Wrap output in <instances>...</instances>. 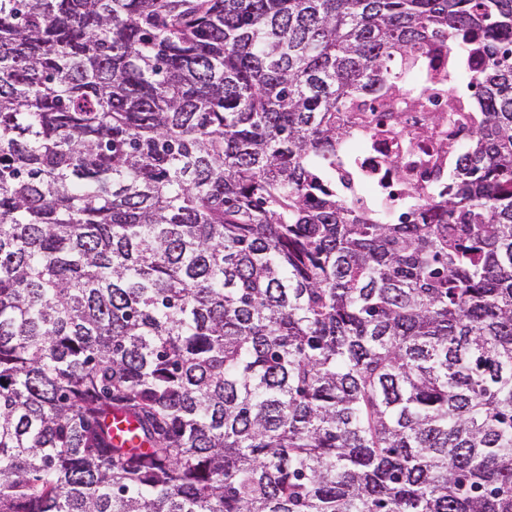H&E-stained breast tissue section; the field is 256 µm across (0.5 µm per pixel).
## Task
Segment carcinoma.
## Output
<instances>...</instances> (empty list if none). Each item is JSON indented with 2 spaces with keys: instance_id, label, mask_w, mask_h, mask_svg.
I'll return each mask as SVG.
<instances>
[{
  "instance_id": "1",
  "label": "carcinoma",
  "mask_w": 512,
  "mask_h": 512,
  "mask_svg": "<svg viewBox=\"0 0 512 512\" xmlns=\"http://www.w3.org/2000/svg\"><path fill=\"white\" fill-rule=\"evenodd\" d=\"M434 40L466 172L357 211ZM0 512H512V0H0Z\"/></svg>"
}]
</instances>
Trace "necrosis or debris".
<instances>
[{"mask_svg":"<svg viewBox=\"0 0 512 512\" xmlns=\"http://www.w3.org/2000/svg\"><path fill=\"white\" fill-rule=\"evenodd\" d=\"M428 105L404 112L399 122H391L379 112L380 97L363 91L359 98L374 106L371 115L375 135L369 150L359 158L362 179L355 183L349 201L353 207L367 204L397 212L410 201L414 188L426 183L435 190L448 183V161L439 155L436 140L423 131L433 114L447 118L446 128L452 142L467 143L471 137L468 116L478 111L480 99L473 93L448 94L438 86H429Z\"/></svg>","mask_w":512,"mask_h":512,"instance_id":"4bbe7bcc","label":"necrosis or debris"}]
</instances>
